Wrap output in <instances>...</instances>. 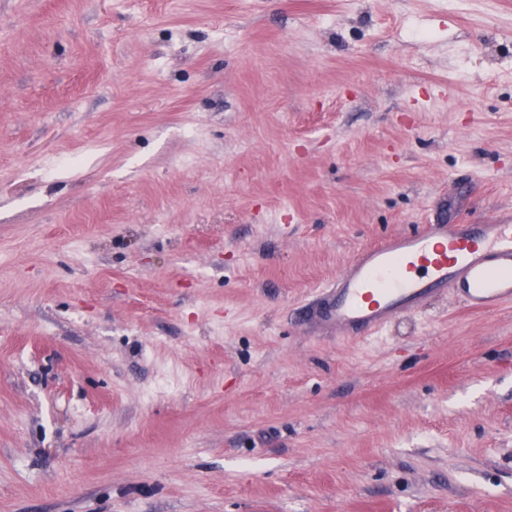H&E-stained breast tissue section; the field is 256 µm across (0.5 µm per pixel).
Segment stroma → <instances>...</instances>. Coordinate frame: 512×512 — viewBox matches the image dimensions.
Wrapping results in <instances>:
<instances>
[{
	"label": "stroma",
	"mask_w": 512,
	"mask_h": 512,
	"mask_svg": "<svg viewBox=\"0 0 512 512\" xmlns=\"http://www.w3.org/2000/svg\"><path fill=\"white\" fill-rule=\"evenodd\" d=\"M512 222V0H0V512H512V304L303 306Z\"/></svg>",
	"instance_id": "35a3bbf8"
}]
</instances>
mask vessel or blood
Returning a JSON list of instances; mask_svg holds the SVG:
<instances>
[{
	"label": "vessel or blood",
	"instance_id": "1",
	"mask_svg": "<svg viewBox=\"0 0 512 512\" xmlns=\"http://www.w3.org/2000/svg\"><path fill=\"white\" fill-rule=\"evenodd\" d=\"M456 293L471 310L512 303V224L440 219L358 251L306 313L311 330L369 336L432 297Z\"/></svg>",
	"mask_w": 512,
	"mask_h": 512
}]
</instances>
